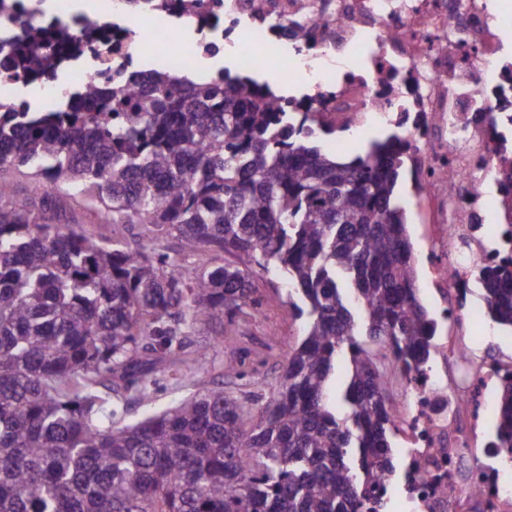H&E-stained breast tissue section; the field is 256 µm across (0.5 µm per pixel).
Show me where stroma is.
Listing matches in <instances>:
<instances>
[{"instance_id": "obj_1", "label": "stroma", "mask_w": 512, "mask_h": 512, "mask_svg": "<svg viewBox=\"0 0 512 512\" xmlns=\"http://www.w3.org/2000/svg\"><path fill=\"white\" fill-rule=\"evenodd\" d=\"M390 125L376 123L369 116L356 119L349 130L330 136L329 141L343 158L364 154L370 143L392 133ZM0 177L10 184L14 203L33 209L45 224H70L83 231L105 234L121 242L132 241L139 227L135 224H107L101 207L84 194L66 189L56 193L51 201H43L39 182L28 168L7 169ZM397 192L405 208L408 231L414 247L417 265L419 297L433 318L438 319L439 335L456 336L474 362L496 358L512 360V333L503 331L488 316L464 318L450 324L441 321L439 284L428 258L441 253L443 243L435 231L448 203V192L431 185L416 189L410 175H403ZM253 285L264 300L260 311H249L234 322L198 326L190 338L192 345L211 343L213 336L223 335V347L214 349L217 369H205L204 374L225 392L240 395L255 391L271 394L276 387L281 366L291 347L301 339L303 320L295 318L289 307L280 303L278 293L286 284L275 272L255 270Z\"/></svg>"}]
</instances>
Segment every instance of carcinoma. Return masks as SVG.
Segmentation results:
<instances>
[{"label":"carcinoma","instance_id":"cac0c4a2","mask_svg":"<svg viewBox=\"0 0 512 512\" xmlns=\"http://www.w3.org/2000/svg\"><path fill=\"white\" fill-rule=\"evenodd\" d=\"M0 70L50 76L55 38L28 22ZM244 70L203 84L131 69L82 83L56 107L0 100V172L75 185L108 224L235 258L207 271L69 224H41L0 179V512H385L396 475L391 378L430 360L395 187L398 134L349 161L336 127L288 109ZM288 282L306 319L268 398H234L184 357L198 325L261 305L253 267ZM485 313L512 329V251L478 268ZM349 371L333 387L336 356ZM194 382L167 406L158 377ZM491 447L512 455V370L500 375ZM146 402L125 422V401Z\"/></svg>","mask_w":512,"mask_h":512}]
</instances>
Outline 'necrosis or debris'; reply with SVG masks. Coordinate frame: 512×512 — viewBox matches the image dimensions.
I'll use <instances>...</instances> for the list:
<instances>
[{
    "label": "necrosis or debris",
    "mask_w": 512,
    "mask_h": 512,
    "mask_svg": "<svg viewBox=\"0 0 512 512\" xmlns=\"http://www.w3.org/2000/svg\"><path fill=\"white\" fill-rule=\"evenodd\" d=\"M105 2L57 0L67 82L4 74L0 99H20L37 86L53 100L141 58L160 70L198 71L203 59L229 49L245 70L261 69L272 57L283 69H305L313 92L302 107L327 121L364 112L379 123L407 113L429 184L450 174L463 195L474 172L498 177L501 144L476 126L512 125V71L500 62L512 12L490 11L486 0H202L195 11L183 0H157L156 8L132 19L108 14ZM298 23L316 25L315 49L292 36ZM341 52L350 60L343 71L331 64ZM419 117L433 119L428 134L416 125ZM440 232L449 255L433 262L445 285L442 315L451 321L476 315L451 297L467 277L451 261L462 251V236L448 225ZM499 376L493 366L474 371L461 391L429 366L405 376L403 401L391 411L401 441L393 451L398 477L387 489L403 512H512V486L500 484L472 448L477 429L496 411Z\"/></svg>",
    "instance_id": "obj_1"
}]
</instances>
